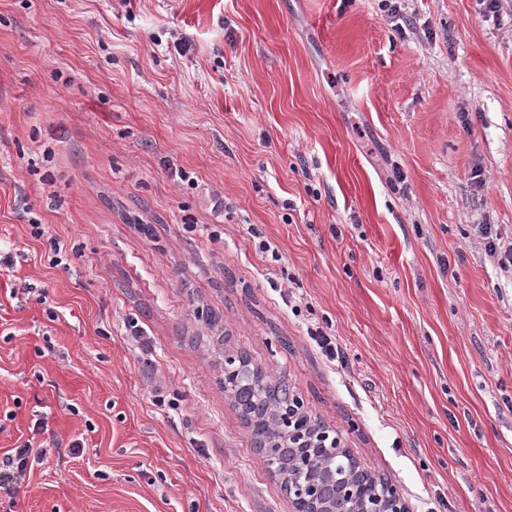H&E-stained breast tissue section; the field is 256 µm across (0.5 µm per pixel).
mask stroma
<instances>
[{"mask_svg": "<svg viewBox=\"0 0 512 512\" xmlns=\"http://www.w3.org/2000/svg\"><path fill=\"white\" fill-rule=\"evenodd\" d=\"M401 9L0 0V512H291L228 349L410 512H512V0ZM248 378L258 381L260 383L272 384L267 379L266 374L262 369L252 368L250 365H245V362L241 360L240 352L225 351L224 352V377L220 378V386L224 389V394L232 397V392L229 391V379L231 378ZM23 448H13L0 457V489L8 493L13 489H19L26 480L29 458L34 453V458L42 454V451L30 448L25 444ZM7 451V452H9ZM14 451V452H12Z\"/></svg>", "mask_w": 512, "mask_h": 512, "instance_id": "stroma-1", "label": "stroma"}]
</instances>
